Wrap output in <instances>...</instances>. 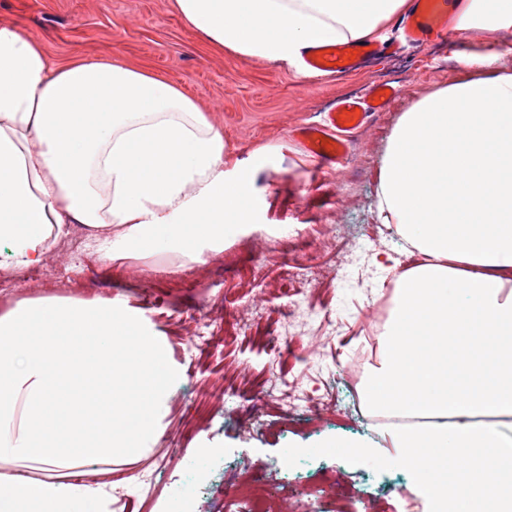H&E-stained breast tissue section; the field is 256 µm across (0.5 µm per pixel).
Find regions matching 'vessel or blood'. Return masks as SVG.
<instances>
[{
    "instance_id": "vessel-or-blood-1",
    "label": "vessel or blood",
    "mask_w": 512,
    "mask_h": 512,
    "mask_svg": "<svg viewBox=\"0 0 512 512\" xmlns=\"http://www.w3.org/2000/svg\"><path fill=\"white\" fill-rule=\"evenodd\" d=\"M406 41L425 43L432 36L448 34V0H410V6L398 23ZM383 48L373 43L349 42L310 47L305 62L319 72L343 73L354 64V55H375ZM395 96L392 88L373 87L360 98H343L328 112L323 123L305 127L310 153L322 164H341L348 153V137L361 128L373 113L386 108Z\"/></svg>"
}]
</instances>
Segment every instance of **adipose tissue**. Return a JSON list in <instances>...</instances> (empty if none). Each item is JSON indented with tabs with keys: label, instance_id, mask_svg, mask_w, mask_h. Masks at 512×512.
Instances as JSON below:
<instances>
[{
	"label": "adipose tissue",
	"instance_id": "1",
	"mask_svg": "<svg viewBox=\"0 0 512 512\" xmlns=\"http://www.w3.org/2000/svg\"><path fill=\"white\" fill-rule=\"evenodd\" d=\"M210 44L294 65L311 45L378 38L408 0H175ZM459 31L512 29V0H462ZM399 116L377 170V223L415 256L396 276L365 405L453 423L389 424L392 459L428 512H512V69L488 45ZM224 135L179 85L109 59L50 63L0 25V247L40 263L67 225L111 261H201L254 200L224 170ZM177 371L126 302L29 300L0 313V512H111L95 459L145 457ZM492 415L489 423L476 415Z\"/></svg>",
	"mask_w": 512,
	"mask_h": 512
}]
</instances>
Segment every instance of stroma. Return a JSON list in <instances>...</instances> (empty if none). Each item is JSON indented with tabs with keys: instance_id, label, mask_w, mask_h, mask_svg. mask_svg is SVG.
I'll use <instances>...</instances> for the list:
<instances>
[{
	"instance_id": "35a3bbf8",
	"label": "stroma",
	"mask_w": 512,
	"mask_h": 512,
	"mask_svg": "<svg viewBox=\"0 0 512 512\" xmlns=\"http://www.w3.org/2000/svg\"><path fill=\"white\" fill-rule=\"evenodd\" d=\"M0 24L39 41L53 62L111 58L180 84L223 131L226 171L256 173L250 225L233 228L203 262L183 266L172 253L105 261L90 228L72 224L51 257L0 272V312L31 298L119 296L167 344L175 392L150 455L113 473L112 512H226L241 472L270 491L290 480L312 512H344L352 492L364 512H404L412 492L404 470L327 447L336 439L384 444L348 372L359 319L393 275L382 262L405 257L402 240L375 221L376 172L401 112L455 77L457 52L492 42L500 66L512 68V31H455L321 76L212 47L174 0H0ZM376 85L395 88V100L353 133L341 164L321 166L297 128ZM340 244L336 266L328 258ZM298 264L319 268L317 287L291 283ZM301 293L315 307L289 317ZM246 309L248 333L239 326ZM272 380L281 390L265 394ZM228 393L257 396L260 417H226Z\"/></svg>"
}]
</instances>
